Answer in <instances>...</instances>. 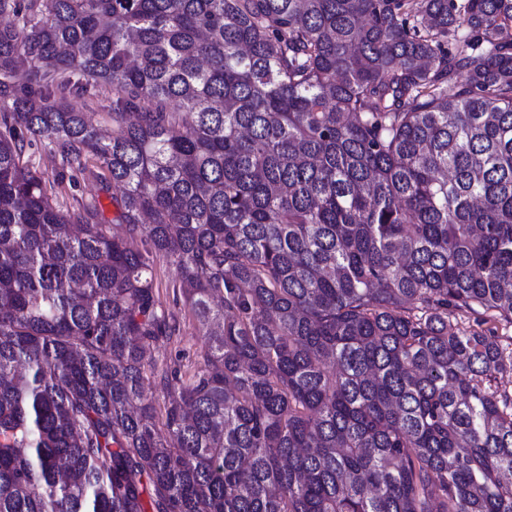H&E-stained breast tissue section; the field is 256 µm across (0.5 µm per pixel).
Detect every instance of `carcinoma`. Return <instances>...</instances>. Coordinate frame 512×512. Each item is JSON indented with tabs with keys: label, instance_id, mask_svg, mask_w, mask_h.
Returning <instances> with one entry per match:
<instances>
[{
	"label": "carcinoma",
	"instance_id": "carcinoma-1",
	"mask_svg": "<svg viewBox=\"0 0 512 512\" xmlns=\"http://www.w3.org/2000/svg\"><path fill=\"white\" fill-rule=\"evenodd\" d=\"M1 14L0 512H512V0ZM66 100L83 112H87L99 124L112 128V120L109 112H112V89L107 88L101 90L97 96L79 97L73 94H67ZM25 160H29L31 166L40 172L52 185V181L57 178L60 171L57 157L47 145V142H34L27 146L25 150ZM108 186L109 184L106 182L99 183L95 180H89L76 172H65L62 186H55L56 194L55 196L53 194V198L58 206L64 210L76 209L79 203L95 199L98 202L103 224H111L114 231L123 236L125 234L124 227L113 226V224L118 223L113 221L116 209L112 204V188ZM154 274L159 299L163 306L177 317L180 335L169 343H161L154 347L152 356L159 370L178 367L183 378L188 379L203 366L197 323L179 289L173 288V269L167 258L158 257L155 260Z\"/></svg>",
	"mask_w": 512,
	"mask_h": 512
}]
</instances>
